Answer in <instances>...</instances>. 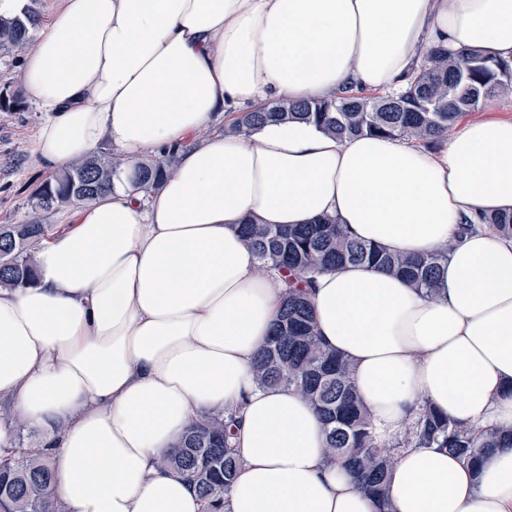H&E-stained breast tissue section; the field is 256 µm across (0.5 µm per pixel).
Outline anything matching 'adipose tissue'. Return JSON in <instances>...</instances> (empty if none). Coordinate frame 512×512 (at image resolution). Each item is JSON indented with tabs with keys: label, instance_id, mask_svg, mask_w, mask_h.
<instances>
[{
	"label": "adipose tissue",
	"instance_id": "obj_1",
	"mask_svg": "<svg viewBox=\"0 0 512 512\" xmlns=\"http://www.w3.org/2000/svg\"><path fill=\"white\" fill-rule=\"evenodd\" d=\"M438 47L512 61V0H61L22 69L40 162L178 155L156 193L121 180L74 209L35 282L0 289V399L43 430L63 512H206L156 461L210 410L236 415L230 512H376L314 408L254 379L284 282L257 274L242 224L329 216L413 255L453 242L432 298L368 265L318 276V332L381 442L425 403L512 429V241L458 233L512 211V117L465 120L437 150L296 121L198 135L247 103L402 90ZM388 491L395 512H512V447L474 469L406 446Z\"/></svg>",
	"mask_w": 512,
	"mask_h": 512
}]
</instances>
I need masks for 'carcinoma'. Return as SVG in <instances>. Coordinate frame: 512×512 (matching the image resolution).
<instances>
[{
  "instance_id": "carcinoma-1",
  "label": "carcinoma",
  "mask_w": 512,
  "mask_h": 512,
  "mask_svg": "<svg viewBox=\"0 0 512 512\" xmlns=\"http://www.w3.org/2000/svg\"><path fill=\"white\" fill-rule=\"evenodd\" d=\"M39 0H25L21 11L0 16V56L25 44L40 18ZM512 92V64L490 62L475 52L432 49L417 78L399 94L338 96L297 103L281 98L263 107L237 113L224 134L248 136L268 119L313 123L342 141L359 135L400 137L433 147L460 115L476 111L488 98ZM25 108L20 94L0 80V111ZM171 150L135 162L110 149L74 162L48 176L31 195L30 215L19 224H0V288H20L36 276L34 255L53 225L45 216L108 191L119 173L131 170L135 191L146 196L161 186L176 163ZM488 227L512 239V212L479 218L462 231ZM240 232L255 252L261 271L278 270L287 283L279 321L257 354L253 370L262 387L292 388L321 417L329 457L353 474L358 487L372 496L378 512H393L386 483L394 452L401 442L381 443L354 388L349 362L324 348L308 299L319 274L347 264L379 267L406 279L426 293L435 288L448 247L422 255H400L367 244L331 217L314 224L281 227L243 224ZM235 415L202 412L187 422L176 449L162 455L158 466L185 472L198 495L213 509L226 512V496L239 460L232 445ZM415 442L425 448H446L472 467L482 452L512 440L495 427L474 431L425 406L412 420ZM0 512H59L51 458L35 444L0 462Z\"/></svg>"
}]
</instances>
